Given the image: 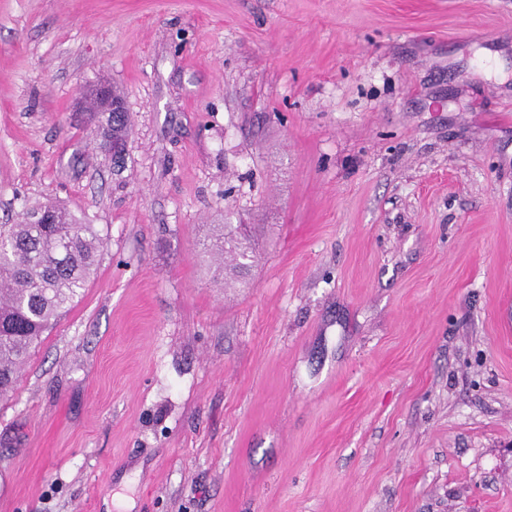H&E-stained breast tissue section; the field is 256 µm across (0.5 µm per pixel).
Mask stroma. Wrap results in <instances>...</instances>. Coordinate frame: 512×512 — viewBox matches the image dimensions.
<instances>
[{"label": "stroma", "mask_w": 512, "mask_h": 512, "mask_svg": "<svg viewBox=\"0 0 512 512\" xmlns=\"http://www.w3.org/2000/svg\"><path fill=\"white\" fill-rule=\"evenodd\" d=\"M49 200L104 245L0 512H512V0H0V224ZM84 99H93L97 103V109L95 112H101L104 117V125H106V118L110 113L112 116L123 112V114L117 118L112 119V131L107 128L109 131V142L106 148L110 150L108 152H112L113 157H117L121 154V150H112V146H122L124 149L125 145V137L128 132V113L126 112L125 103L122 100L116 99L113 96L112 88L108 84H98L93 88L87 89L83 93ZM114 112V113H113ZM237 228L232 224H224L220 226L214 235L213 243L207 248L206 252L212 254L231 253L237 265L244 267L252 260L253 244L245 235L238 237Z\"/></svg>", "instance_id": "1"}]
</instances>
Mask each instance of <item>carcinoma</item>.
Listing matches in <instances>:
<instances>
[{
  "label": "carcinoma",
  "mask_w": 512,
  "mask_h": 512,
  "mask_svg": "<svg viewBox=\"0 0 512 512\" xmlns=\"http://www.w3.org/2000/svg\"><path fill=\"white\" fill-rule=\"evenodd\" d=\"M128 113L112 119V145H125ZM103 241L93 224L44 203L15 224H0V398L15 389L21 368L44 331L78 300L95 273ZM212 254L237 265L252 260L253 244L232 224L220 226Z\"/></svg>",
  "instance_id": "1"
}]
</instances>
